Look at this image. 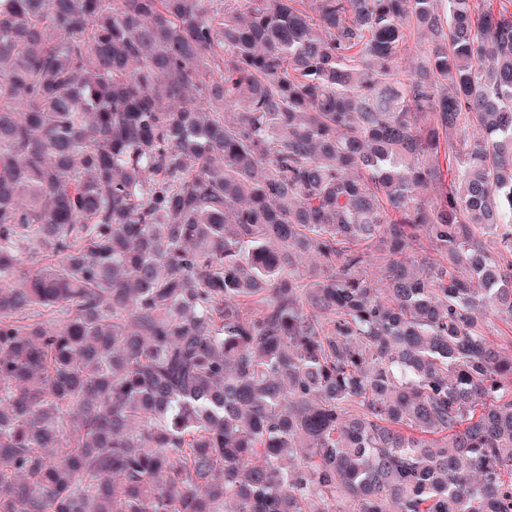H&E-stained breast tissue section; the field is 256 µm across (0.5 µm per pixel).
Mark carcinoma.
<instances>
[{"instance_id": "cac0c4a2", "label": "carcinoma", "mask_w": 512, "mask_h": 512, "mask_svg": "<svg viewBox=\"0 0 512 512\" xmlns=\"http://www.w3.org/2000/svg\"><path fill=\"white\" fill-rule=\"evenodd\" d=\"M497 320L512 0H0V512H512Z\"/></svg>"}]
</instances>
